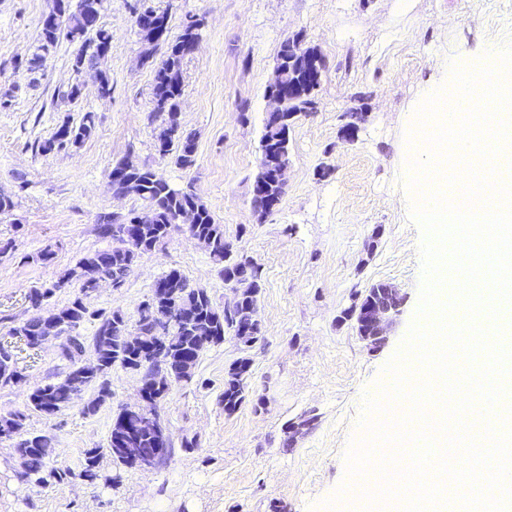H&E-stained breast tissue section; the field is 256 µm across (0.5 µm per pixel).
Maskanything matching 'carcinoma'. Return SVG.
<instances>
[{
    "mask_svg": "<svg viewBox=\"0 0 512 512\" xmlns=\"http://www.w3.org/2000/svg\"><path fill=\"white\" fill-rule=\"evenodd\" d=\"M103 0H54L53 8L42 17L38 30V44L27 61V72L36 75L44 71L47 53L54 48L61 36L72 40L81 39L92 33L87 48L76 57V69H96L99 71V89L106 96L111 91V80L107 72L100 68L99 52L109 51L112 47V31L100 23ZM199 37V34L183 27L175 39L165 38L160 44L166 46L164 59L156 68L153 80V103L151 120L159 122L156 136V148L160 155L175 154V163L182 169L195 164L196 142L192 134L182 130L181 121L176 118L180 112L182 96V63L188 53L185 42ZM286 69L285 83L295 81L302 85L305 95L288 103V111L300 113L308 106L316 104V93L321 81L308 77H297ZM95 129L94 115L88 112L79 126L67 124L60 126L54 136L42 146V152L54 149L77 147L90 138ZM289 130L285 127L278 132L263 127L260 137V155L269 151L276 152L283 162L291 161L289 149ZM112 171L118 178H131L137 182L139 199L145 206L159 210V220L154 224H135L133 218L123 220L105 216L97 224L99 238L109 242V246L87 253L75 265L68 268L58 281L52 285L33 288L28 299L33 306H42L53 297L56 291L75 283L79 293L67 304L57 309L54 315L60 318L59 330L72 334L68 357L80 359L85 352L95 357L91 371L77 376L69 370L56 381L35 385L27 389V409L44 416H54L69 407L75 398L88 388L94 389V395L82 407L87 416L97 414L107 400L112 398L108 375L115 365L142 376L149 389V395L164 398L167 392L159 385L165 382L166 368L147 362L146 352L138 345H131L123 331L128 319L119 310L109 314L91 308L90 298L100 285L108 282L122 286L136 263L124 262L119 254L126 246L140 248L151 253L162 247L170 238L169 225L176 222L188 226L197 237V241L206 249L212 261L223 276L237 270L244 264H250V274L254 281L255 293H261L263 286L262 269L259 264L247 256L234 251L224 235V225L216 222L210 209L191 191L173 188L168 180L155 170L134 164L130 160H120ZM156 283L172 284L174 291L169 304L157 306L153 297H148L138 306V319L135 330L140 337H146L165 347L174 362L191 365V369L176 374V381L188 383L194 376L192 367L196 366L200 354L206 349L224 343L230 338L242 347L253 348L264 342L263 331L255 336L243 334L241 321L234 315H224L213 302L206 289L192 286L177 269H171ZM98 321L94 335L86 339L76 330L85 322ZM42 324L31 316L12 326L9 332L24 338L28 348H33L41 335ZM13 359L12 353L0 346V387L23 386L27 376L12 363L10 371H3V360ZM249 362L245 359L229 367L224 377V412L235 413L248 400L246 379ZM28 414L13 411L0 415V438L14 442V449L22 459L23 477H37L42 484L62 482L74 477V472L63 466H48L53 452L52 438L44 434H34L27 429ZM122 428L128 438L137 441L138 447L148 453L158 454L164 459L170 453V447L158 446L152 431L140 413L121 408L113 420L108 446L88 448L84 453L83 469L79 476L92 483L98 478L100 464L105 457L112 461L128 465L127 459L114 451L118 447L116 429Z\"/></svg>",
    "mask_w": 512,
    "mask_h": 512,
    "instance_id": "carcinoma-1",
    "label": "carcinoma"
}]
</instances>
